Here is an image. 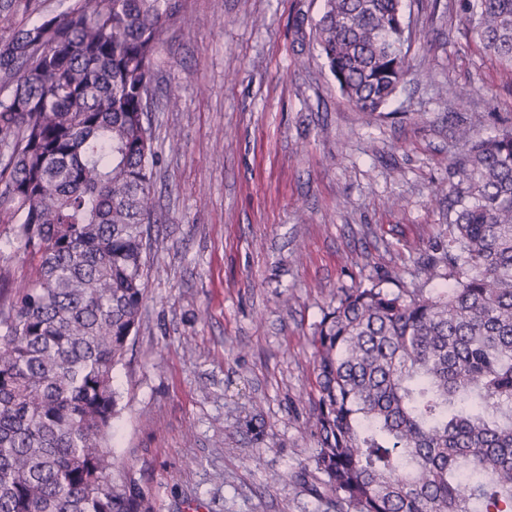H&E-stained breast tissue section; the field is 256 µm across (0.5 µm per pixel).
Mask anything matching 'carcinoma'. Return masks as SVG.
Returning a JSON list of instances; mask_svg holds the SVG:
<instances>
[{
    "label": "carcinoma",
    "instance_id": "cac0c4a2",
    "mask_svg": "<svg viewBox=\"0 0 512 512\" xmlns=\"http://www.w3.org/2000/svg\"><path fill=\"white\" fill-rule=\"evenodd\" d=\"M0 0V224L32 273L0 277V512H155L112 459L154 217L148 119L177 0ZM512 66V0H457ZM402 0H324L314 41L346 100L377 112L409 72ZM457 162L434 290L344 293L311 339L310 475L335 512H512V127ZM446 272H441V269Z\"/></svg>",
    "mask_w": 512,
    "mask_h": 512
}]
</instances>
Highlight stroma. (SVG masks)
<instances>
[{
    "mask_svg": "<svg viewBox=\"0 0 512 512\" xmlns=\"http://www.w3.org/2000/svg\"><path fill=\"white\" fill-rule=\"evenodd\" d=\"M159 37L158 163L140 326L114 372L112 453L155 512H329L310 340L343 292L424 285L448 241L462 130L512 119V68L456 0H404L411 74L379 112L341 94L311 28L323 0H179ZM192 25H185V18ZM0 224V275L30 260Z\"/></svg>",
    "mask_w": 512,
    "mask_h": 512,
    "instance_id": "1",
    "label": "stroma"
}]
</instances>
